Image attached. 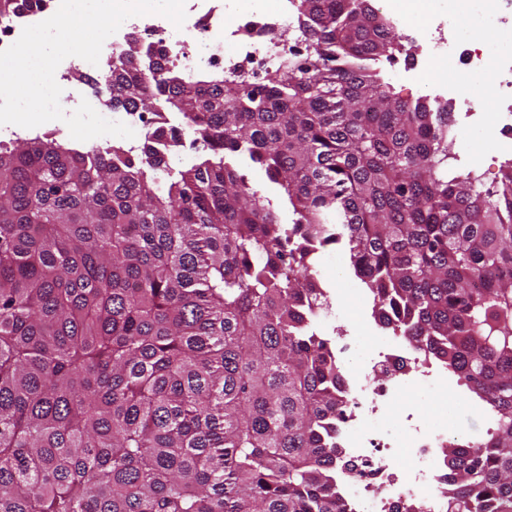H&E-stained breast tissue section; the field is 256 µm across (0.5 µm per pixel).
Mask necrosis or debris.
<instances>
[{
	"instance_id": "necrosis-or-debris-1",
	"label": "necrosis or debris",
	"mask_w": 512,
	"mask_h": 512,
	"mask_svg": "<svg viewBox=\"0 0 512 512\" xmlns=\"http://www.w3.org/2000/svg\"><path fill=\"white\" fill-rule=\"evenodd\" d=\"M475 6L459 23L449 27L441 13L417 15L396 12L393 26L403 29L425 54L446 69L445 80L432 83L431 91L458 102L466 116L494 113L512 120V58L492 49L477 50L469 57L457 48L473 27L498 19L502 36L512 39V21L501 18L500 0H474ZM236 0H192L182 27L160 15L126 20L124 30L138 31L146 44L163 49L168 66L187 77L206 69L222 70L230 79L263 80L280 62L302 51L294 0H278L275 10L256 9L227 25ZM292 33L285 41L281 32ZM345 398L337 438L352 466L339 469V487L355 486L348 512H447L445 487L448 470L447 427L413 426L407 434L410 461L397 465L392 446L377 422L392 413L395 399L427 378L447 377V370L411 351L406 339L384 341L361 365L340 364Z\"/></svg>"
}]
</instances>
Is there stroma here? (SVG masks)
<instances>
[{"label":"stroma","instance_id":"stroma-1","mask_svg":"<svg viewBox=\"0 0 512 512\" xmlns=\"http://www.w3.org/2000/svg\"><path fill=\"white\" fill-rule=\"evenodd\" d=\"M435 69L434 61L425 60L416 43L408 41L402 53L393 60H379L376 68L384 82L389 83L394 94L406 101L426 98L421 83L402 82L401 73L409 68ZM503 135H491L473 126L472 122L453 119L448 135V150L456 154L457 165L462 171L474 172L483 186L499 185L507 157L501 150ZM238 166L250 185L267 197L280 224H291L294 215L291 205L280 186L271 183L264 171L249 161H239ZM314 274L320 287L332 301L331 316H318L312 327L319 336L331 340L337 330H346L351 337L347 355L353 363L363 362L385 336L372 318L373 299L365 284L356 277L347 250L331 245L317 250L312 256ZM397 409L413 414L420 425L442 423L453 435L469 441L486 439L492 426L484 405L455 378L424 380L404 396Z\"/></svg>","mask_w":512,"mask_h":512}]
</instances>
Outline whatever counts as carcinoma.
I'll use <instances>...</instances> for the list:
<instances>
[{
  "mask_svg": "<svg viewBox=\"0 0 512 512\" xmlns=\"http://www.w3.org/2000/svg\"><path fill=\"white\" fill-rule=\"evenodd\" d=\"M40 2L0 0V19ZM299 10L305 54L259 84L190 82L130 33L105 82L179 113L198 163L168 167L165 123L166 151L143 157L0 148V512H348L309 261L343 241L379 323L493 421L448 449V512H512V162L485 190L449 169L448 103L404 101L364 64L397 41L363 0ZM238 166L241 173L246 176L249 184L254 189L259 190L271 202L270 207L277 215L280 224L288 227V224L292 223L295 216L293 215L291 205L288 203V198L280 186L271 183L262 169L247 160H240Z\"/></svg>",
  "mask_w": 512,
  "mask_h": 512,
  "instance_id": "carcinoma-1",
  "label": "carcinoma"
}]
</instances>
